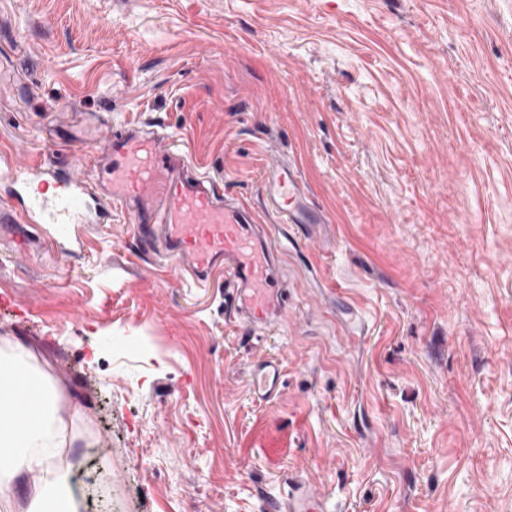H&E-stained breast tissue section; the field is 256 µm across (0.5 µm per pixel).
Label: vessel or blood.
<instances>
[{"mask_svg": "<svg viewBox=\"0 0 512 512\" xmlns=\"http://www.w3.org/2000/svg\"><path fill=\"white\" fill-rule=\"evenodd\" d=\"M94 176L46 162L43 150L27 157L0 153V238L22 253L34 248H82L92 225L112 221L123 209L141 253L157 256L174 273H187L202 288L223 271L229 305L253 330L279 325L286 302L279 265L284 256L263 213L282 224L326 223L311 201L297 164L278 162L264 180L263 210L225 196L219 181L196 170L169 134L142 126L112 129L99 151ZM282 368L274 358L249 374L255 399H275ZM277 512H328L327 498L295 481Z\"/></svg>", "mask_w": 512, "mask_h": 512, "instance_id": "1", "label": "vessel or blood"}]
</instances>
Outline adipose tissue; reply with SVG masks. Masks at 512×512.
<instances>
[{
	"mask_svg": "<svg viewBox=\"0 0 512 512\" xmlns=\"http://www.w3.org/2000/svg\"><path fill=\"white\" fill-rule=\"evenodd\" d=\"M10 347L13 358L0 359V385L23 380L42 401L33 411L0 404V512H14L15 486L32 475L39 481L26 512H72L73 468L56 461L58 449L66 445V423L52 408L59 393L24 365L29 350L22 341H11Z\"/></svg>",
	"mask_w": 512,
	"mask_h": 512,
	"instance_id": "obj_1",
	"label": "adipose tissue"
}]
</instances>
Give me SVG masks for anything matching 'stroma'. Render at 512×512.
Segmentation results:
<instances>
[{
    "mask_svg": "<svg viewBox=\"0 0 512 512\" xmlns=\"http://www.w3.org/2000/svg\"><path fill=\"white\" fill-rule=\"evenodd\" d=\"M118 124L263 206L299 166L260 333L136 251L0 244V336L64 386L77 512H512V0H0V145L90 171ZM279 359L278 398L254 362ZM264 211L274 214L280 224H328L325 214L311 201L301 182L296 163L277 162L269 167L264 180ZM282 368L278 359L269 358L256 362L249 374V390L255 399H275L282 384ZM278 512H328L327 498L304 480L295 481L286 498L276 502Z\"/></svg>",
    "mask_w": 512,
    "mask_h": 512,
    "instance_id": "1",
    "label": "stroma"
}]
</instances>
